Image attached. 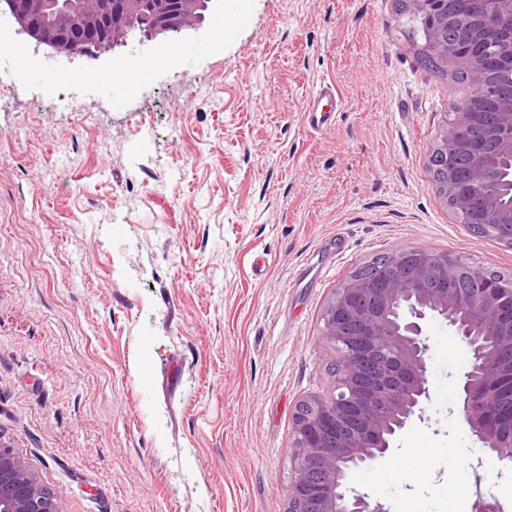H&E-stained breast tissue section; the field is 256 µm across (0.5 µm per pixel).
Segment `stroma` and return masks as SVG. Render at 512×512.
Wrapping results in <instances>:
<instances>
[{
    "label": "stroma",
    "mask_w": 512,
    "mask_h": 512,
    "mask_svg": "<svg viewBox=\"0 0 512 512\" xmlns=\"http://www.w3.org/2000/svg\"><path fill=\"white\" fill-rule=\"evenodd\" d=\"M120 106L98 74L155 41L62 56L0 22V434L61 512H286L298 402L328 393L336 288L373 256L448 250L512 275L457 223L427 156L451 79L396 0H224ZM83 72L87 81L72 82ZM343 109L311 129L307 96ZM71 94L81 112H57ZM430 397L347 484L387 512H512V461L469 432L465 344L427 329Z\"/></svg>",
    "instance_id": "obj_1"
}]
</instances>
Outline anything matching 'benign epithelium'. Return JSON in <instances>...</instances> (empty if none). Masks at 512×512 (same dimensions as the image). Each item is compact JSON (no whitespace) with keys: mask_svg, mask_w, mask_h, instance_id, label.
<instances>
[{"mask_svg":"<svg viewBox=\"0 0 512 512\" xmlns=\"http://www.w3.org/2000/svg\"><path fill=\"white\" fill-rule=\"evenodd\" d=\"M22 31L58 54L94 55L114 46L136 9V0L112 7L108 0H85L61 34L42 28L32 0H0ZM428 20L426 49L453 74L468 71L495 101L496 111L479 126L466 106L450 113L431 152L452 161L437 189L453 214L476 212L478 226L512 246V212L504 213L501 193L485 194L483 167L461 164L490 147L512 169V93L498 90L493 67L512 64V0L488 14L483 0L467 10L438 15L436 0H407ZM198 0H156L152 33L181 34L201 26ZM469 31V42L450 45L445 31ZM379 272L361 266L335 290L323 314V340L336 349L338 369L327 396H310L295 409L291 447L295 471L288 512H386L384 505L346 485L348 464L367 465L389 454L396 435L423 413L427 387V336L440 320L466 342L469 369L461 383L462 412L473 436L498 458L512 459V276L497 277L449 251L405 247L378 261ZM0 512H60L11 443L0 435Z\"/></svg>","mask_w":512,"mask_h":512,"instance_id":"obj_1","label":"benign epithelium"}]
</instances>
